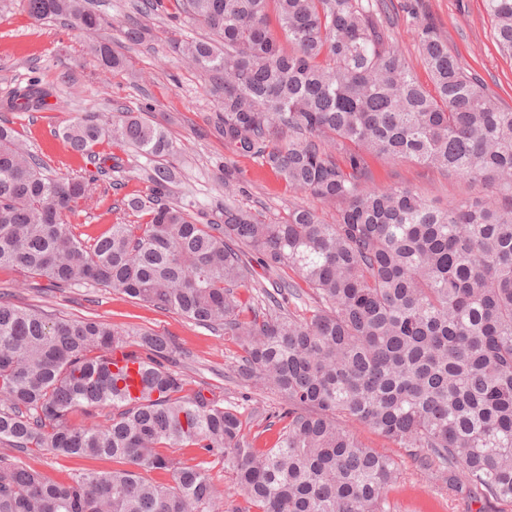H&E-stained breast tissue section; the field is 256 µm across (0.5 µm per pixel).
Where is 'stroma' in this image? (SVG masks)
Masks as SVG:
<instances>
[{
    "instance_id": "1",
    "label": "stroma",
    "mask_w": 512,
    "mask_h": 512,
    "mask_svg": "<svg viewBox=\"0 0 512 512\" xmlns=\"http://www.w3.org/2000/svg\"><path fill=\"white\" fill-rule=\"evenodd\" d=\"M408 0H392L395 23L390 30L421 83L429 76L419 56L414 32L408 23ZM134 0H93L107 20L100 38L111 41L125 57L123 68L105 73L85 48L84 34L56 21L34 22L20 0H0V103L19 85L38 79L51 86L48 109L39 112H10L0 106V122L20 135L24 147L38 154L47 171L56 177L93 170L86 157L74 154L61 138L63 128L86 116H97L122 108L127 112L149 111L160 121L177 149L174 163L177 182L173 197L189 209L199 223H207L224 206L222 175L231 164L242 174L238 205L266 211L275 218L289 205L319 209L310 196L289 191L272 172L256 160L240 157L223 140L210 132L213 105L205 92L207 79L176 51L180 42L204 36L200 26L170 20L166 14L150 16L141 44H130L118 19L133 12ZM448 39V47L462 65L481 75L499 102L512 107V56L499 48L494 23L482 0H421ZM149 160L138 153L123 156L121 169L106 170L103 187L94 191L65 222L84 242L108 233L116 224L142 223L141 214L127 210L126 194H147L144 171ZM375 185L404 184L422 195L445 203L478 196L479 186L450 177L409 160L368 161ZM0 293L9 294L18 306L33 308L64 318H97L124 329H147L173 337L186 356L179 366L187 379L186 394L215 392L225 404L239 407L246 423L243 434L255 447H270L275 431L265 430V419L282 409L271 393L249 394L228 380L241 354L240 347L223 334L198 326L173 311H159L145 303L94 284L53 287L15 268L0 269ZM352 429L367 446L396 458L402 478L389 494L391 512H468L464 498H452L443 481L422 482L417 465L406 449L396 447L361 424ZM27 467L56 480H68L75 471H105L115 463L106 457L68 459L46 450L23 454Z\"/></svg>"
}]
</instances>
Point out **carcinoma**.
I'll return each mask as SVG.
<instances>
[{
	"label": "carcinoma",
	"instance_id": "carcinoma-1",
	"mask_svg": "<svg viewBox=\"0 0 512 512\" xmlns=\"http://www.w3.org/2000/svg\"><path fill=\"white\" fill-rule=\"evenodd\" d=\"M173 20L206 35L178 50L208 79L210 125L293 191L336 209L325 223L294 204L271 220L224 203L198 223L173 201L174 146L164 126L117 111L71 124L63 139L91 160L105 141L146 156V195L124 205L143 224H114L87 244L63 217L98 186L103 167L53 178L0 125V268L55 287H110L220 331L243 351L239 385L280 396L265 450L245 440L237 407L181 395V350L149 330L57 317L0 299V444L125 464L56 482L0 458V512H215V461L252 512H387L401 478L394 457L361 443L341 418L368 426L486 512L512 506V107L448 49L434 19L407 14L431 86L388 32L386 0H169ZM36 21L94 34L90 0H23ZM512 55V0H485ZM290 49L270 29L269 11ZM127 41L144 27L120 22ZM107 70L124 57L90 39ZM53 90L31 79L4 107L41 111ZM409 160L478 184L480 197L445 206L407 185L368 187L366 158ZM241 172L224 166V196ZM296 278L249 288L246 249ZM310 300L299 313L296 302ZM128 353L126 364L113 361ZM110 408L104 425L72 414ZM191 447L182 461L171 448ZM169 470L173 483L145 473Z\"/></svg>",
	"mask_w": 512,
	"mask_h": 512
}]
</instances>
